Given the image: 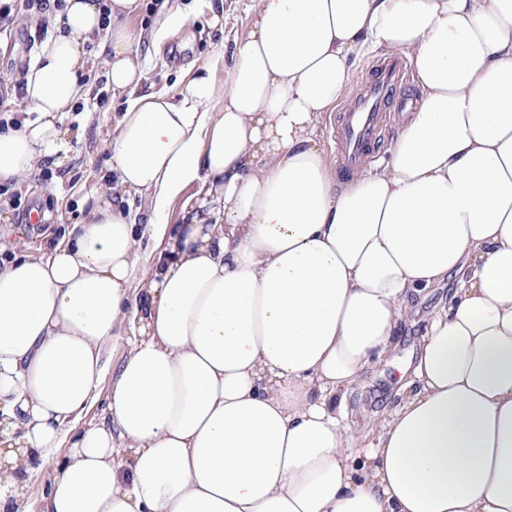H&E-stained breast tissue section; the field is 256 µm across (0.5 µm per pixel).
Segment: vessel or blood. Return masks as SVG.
<instances>
[{"label":"vessel or blood","instance_id":"vessel-or-blood-1","mask_svg":"<svg viewBox=\"0 0 512 512\" xmlns=\"http://www.w3.org/2000/svg\"><path fill=\"white\" fill-rule=\"evenodd\" d=\"M408 65L401 59L381 61L356 95L344 107L334 137L339 169L357 168L371 154L390 128L389 105L401 98Z\"/></svg>","mask_w":512,"mask_h":512}]
</instances>
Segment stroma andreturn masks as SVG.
I'll return each mask as SVG.
<instances>
[{
    "instance_id": "stroma-1",
    "label": "stroma",
    "mask_w": 512,
    "mask_h": 512,
    "mask_svg": "<svg viewBox=\"0 0 512 512\" xmlns=\"http://www.w3.org/2000/svg\"><path fill=\"white\" fill-rule=\"evenodd\" d=\"M247 5L248 0H189L185 24L151 49L141 91L178 95L201 69L211 72L216 86H223L224 44L246 35ZM217 12L224 23L220 29L211 25V18ZM35 24V18L21 17L11 30L0 34V89L11 87L22 63L34 60L36 53L28 48V34ZM123 109V100L111 97L103 104L86 100L83 109L66 113L63 125L70 150L61 157L59 166L54 167L52 179L43 180L35 173L19 182L18 187L31 207L48 211L50 215L49 220L38 224L36 231L27 232L25 242L29 250H36L43 237L62 236L79 223L91 198L121 196L133 209H140L138 195L112 186L106 179L111 166L106 145L112 138L115 119ZM449 288L446 282L435 285L412 301L396 348L355 390L354 396L362 404L352 418L357 426H376L377 412L398 402L399 380L418 345L424 317L447 295Z\"/></svg>"
}]
</instances>
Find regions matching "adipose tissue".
<instances>
[{
    "label": "adipose tissue",
    "mask_w": 512,
    "mask_h": 512,
    "mask_svg": "<svg viewBox=\"0 0 512 512\" xmlns=\"http://www.w3.org/2000/svg\"><path fill=\"white\" fill-rule=\"evenodd\" d=\"M141 8L65 0L34 115L0 133V183L57 164L105 37L112 171L148 204L142 227L98 198L35 256L0 230V512L38 480L40 512H512V0H251L223 90L178 97L140 92L139 48L185 13L146 37ZM393 51L421 100L338 182L319 121ZM449 279L397 406L350 433L349 393Z\"/></svg>",
    "instance_id": "ef3b65f1"
}]
</instances>
